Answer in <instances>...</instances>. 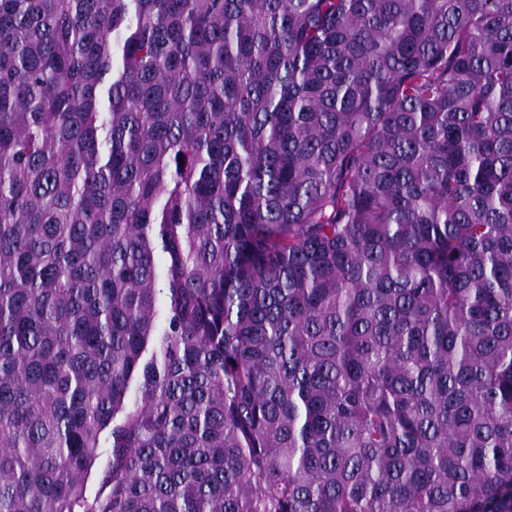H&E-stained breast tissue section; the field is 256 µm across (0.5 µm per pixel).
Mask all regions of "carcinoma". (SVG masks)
<instances>
[{
	"instance_id": "cac0c4a2",
	"label": "carcinoma",
	"mask_w": 512,
	"mask_h": 512,
	"mask_svg": "<svg viewBox=\"0 0 512 512\" xmlns=\"http://www.w3.org/2000/svg\"><path fill=\"white\" fill-rule=\"evenodd\" d=\"M0 512H512V0H0ZM109 449L106 445L100 449V456L86 479V495L90 498L95 497L101 489V477L109 460Z\"/></svg>"
}]
</instances>
